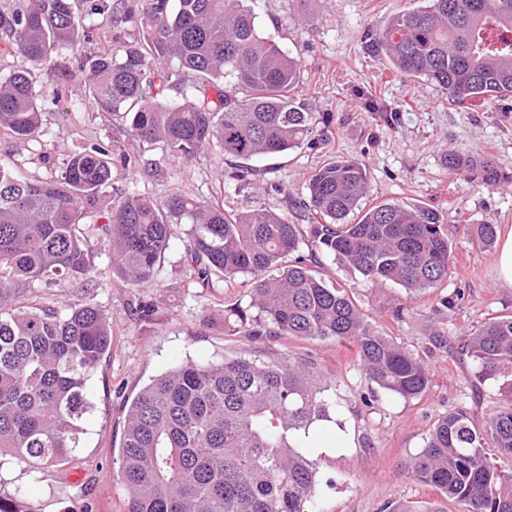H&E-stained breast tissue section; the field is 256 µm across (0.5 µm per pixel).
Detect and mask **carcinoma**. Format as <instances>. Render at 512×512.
Here are the masks:
<instances>
[{"instance_id":"carcinoma-1","label":"carcinoma","mask_w":512,"mask_h":512,"mask_svg":"<svg viewBox=\"0 0 512 512\" xmlns=\"http://www.w3.org/2000/svg\"><path fill=\"white\" fill-rule=\"evenodd\" d=\"M368 33L366 49L386 57L402 80L424 78L455 106L512 96V0H421ZM112 0H0V41L34 65L49 63L64 83L88 81L99 112L120 114L130 135L159 142L176 157L204 149L224 158H273L309 146L325 132L296 101L300 60L259 32L245 0H143L142 37L122 49L78 51L85 20L112 13ZM62 48L72 62L53 59ZM194 77L189 93H153ZM41 97L26 70L0 76V133L41 137ZM103 144L79 148L57 173L26 179L0 164V470L35 475L74 460L90 409V380L109 352L112 331L96 303L33 308L27 291L54 283L93 286L86 231L107 242L130 288L161 281L170 226L189 224L188 285L213 291L238 276L248 303L224 304V332L244 336L334 338L355 344L364 374L388 394L412 399L431 382L421 356L373 329L346 288L312 269L303 246L371 283L402 286L409 299L448 277L452 246L443 215L422 204L362 205L369 176L360 161L332 158L307 180V229L261 205L226 214L218 203L172 194L154 201L115 196L114 160ZM451 175L497 185L490 158L445 155ZM263 172L235 167L228 183ZM484 250L497 225H472ZM478 380L503 379L502 405L483 425L470 411L448 412L429 432L408 474L459 512H512V472L487 449L512 457V315L460 337ZM336 398L291 364L247 358L188 362L143 388L129 404L120 450L125 512H324L314 437L341 448ZM0 512H36L26 490L0 494Z\"/></svg>"}]
</instances>
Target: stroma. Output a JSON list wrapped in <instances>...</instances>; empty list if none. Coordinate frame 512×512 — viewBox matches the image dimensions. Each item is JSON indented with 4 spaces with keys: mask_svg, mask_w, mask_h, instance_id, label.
Segmentation results:
<instances>
[{
    "mask_svg": "<svg viewBox=\"0 0 512 512\" xmlns=\"http://www.w3.org/2000/svg\"><path fill=\"white\" fill-rule=\"evenodd\" d=\"M419 4L420 0H253L262 34L300 60L299 100L331 124V136L320 149L305 147L270 160L266 179L279 183L281 192L225 184L228 162L217 150L185 160L169 155L161 144L131 140L125 119L97 111L83 82L73 80L57 90V77L47 65L30 68L42 92L44 135L37 143L0 135V163L27 178H43L51 166L61 165L81 146L121 145L133 165L115 168L116 187L157 201L175 193L217 201L230 214L261 202L301 224L303 211L289 209L288 201L306 198L311 172L334 157L362 160L369 170L366 205L398 200L443 214L452 240L448 278L411 304L403 320L395 321L391 312L406 303L404 288L391 282L374 288L361 275L334 264L326 275L347 284L373 327L423 357L431 368L428 390L410 400L385 394L360 370L355 347L348 341L225 335L224 304L244 299L245 289L238 283L221 294L188 288L182 260L189 225L171 227L162 281L136 288L125 286L103 241L95 238L91 293L68 285L38 288L23 296L33 307L94 298L111 326V355L90 382L91 407L82 446L75 462L35 478L23 467H11L0 474L1 492L28 488L39 512H70L76 495L91 512H124L125 495L117 474L127 401L178 364L237 354L302 367L335 387L348 435L346 447L318 459L321 475L333 482L325 495L328 512H382L387 505L404 502L419 510L435 500L434 492L407 474L405 463L424 447L430 430L448 412L464 407L480 422L501 404L499 380L474 379L473 366L458 351V338L488 318L512 315V288L500 286L496 278L495 251L481 250L470 232L475 224L512 225V112L491 105L450 106L446 91L421 79L400 82L384 57L365 51L368 29ZM86 25L94 32L93 39L82 44L88 54L136 40L141 33L135 7L116 18L107 13L90 16ZM365 94L383 105H399L395 120L361 108L358 99ZM451 151L492 157L505 181L486 187L449 174L444 156ZM443 296L453 299L452 309L438 308ZM137 301L152 305L150 320H133L129 306ZM437 334L447 337V347L430 344V337ZM368 394L375 400L367 407L361 398Z\"/></svg>",
    "mask_w": 512,
    "mask_h": 512,
    "instance_id": "1",
    "label": "stroma"
}]
</instances>
